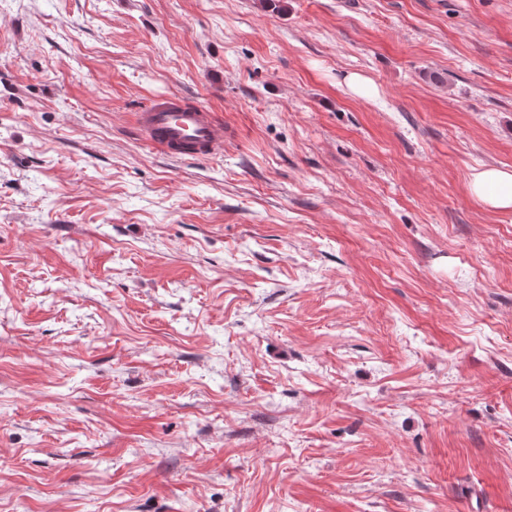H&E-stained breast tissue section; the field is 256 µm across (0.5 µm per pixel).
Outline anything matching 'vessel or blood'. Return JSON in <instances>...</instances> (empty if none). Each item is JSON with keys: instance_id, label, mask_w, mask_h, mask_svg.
I'll list each match as a JSON object with an SVG mask.
<instances>
[{"instance_id": "vessel-or-blood-1", "label": "vessel or blood", "mask_w": 512, "mask_h": 512, "mask_svg": "<svg viewBox=\"0 0 512 512\" xmlns=\"http://www.w3.org/2000/svg\"><path fill=\"white\" fill-rule=\"evenodd\" d=\"M140 136L161 154L182 160L210 158L224 147V125L204 106L171 95L155 98L136 115Z\"/></svg>"}]
</instances>
